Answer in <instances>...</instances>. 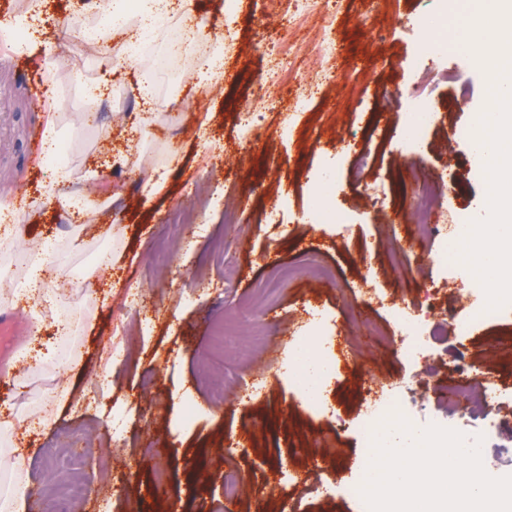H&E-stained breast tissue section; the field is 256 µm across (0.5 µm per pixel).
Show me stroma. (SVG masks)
<instances>
[{
  "instance_id": "obj_1",
  "label": "stroma",
  "mask_w": 512,
  "mask_h": 512,
  "mask_svg": "<svg viewBox=\"0 0 512 512\" xmlns=\"http://www.w3.org/2000/svg\"><path fill=\"white\" fill-rule=\"evenodd\" d=\"M319 2L342 47L335 70L317 80L308 59L296 61L279 75L270 104L255 100L256 81L289 38L305 36V0L287 21L268 15L266 0H239L231 17L224 0H190L214 33L234 38L223 85L206 92L193 78L156 73L147 103L138 93L146 60L113 67L120 38L91 48L64 28L66 15L92 14L95 0H44L32 33L49 45L48 55L31 58L0 39V203L17 210L28 230L13 254L0 255V314L21 328L0 352V403L20 426L0 431V490L24 486L27 512H153L156 503L162 512H355L343 488L362 478L364 441L343 421L369 386L409 382L408 411L437 420L442 410L431 387L458 362L512 383V311L461 336L463 302L451 291L433 302L446 337L430 341L418 360L402 353L392 307L424 312L442 273L430 244L414 239L416 193L394 197L379 219L364 191L409 158L432 174L456 170L449 208L484 218L487 178L468 170L470 144L458 133L473 127L485 105V79L461 50L438 63L421 55L427 34L415 23L444 9L450 28L466 26L472 0ZM70 64L105 82L111 105L91 103L71 85ZM37 75L53 86L47 112L34 105ZM301 95L311 102L298 112ZM418 101L444 108L447 122L410 157L388 132L396 114ZM247 102L260 138L244 147L236 115ZM146 112L155 113L158 133L130 144L113 135L117 122L133 127ZM286 120L293 123L287 140L280 136ZM371 122L384 134L352 142L350 132ZM50 134L67 146L75 174L51 193L50 162L31 151ZM329 163L338 176L329 204L352 227L344 241L304 221L313 183ZM158 170L167 188L150 199L143 187ZM259 185L267 195L256 193ZM92 196L105 205L91 220L74 219L70 200ZM228 206L238 219L231 228ZM106 240L112 264L98 270L91 257ZM43 249L81 304L65 336L21 294ZM124 303L128 314L115 318ZM312 306L323 312L328 354L338 361L327 412L310 410L284 374ZM245 310L264 335L217 341V330ZM103 373L109 384L100 389ZM146 376L155 384L144 394ZM65 389L69 401L47 404L49 391ZM187 400L197 410L189 427L181 415ZM324 434L330 440L321 448ZM131 457L146 461L135 476L125 466ZM483 464L512 474L511 416L500 417ZM230 470L241 472L243 487L228 501ZM63 471L82 486L78 499L59 484Z\"/></svg>"
}]
</instances>
